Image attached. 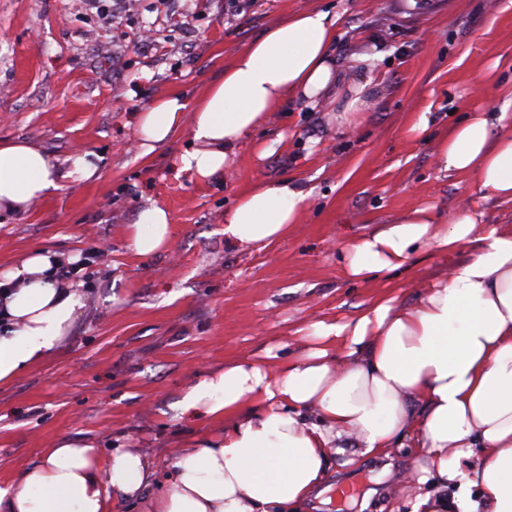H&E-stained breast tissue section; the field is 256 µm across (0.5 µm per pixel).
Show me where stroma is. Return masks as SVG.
I'll use <instances>...</instances> for the list:
<instances>
[{
    "mask_svg": "<svg viewBox=\"0 0 512 512\" xmlns=\"http://www.w3.org/2000/svg\"><path fill=\"white\" fill-rule=\"evenodd\" d=\"M310 8L336 20L346 83L376 85L353 124L341 123V102H290L205 183L177 171L188 132L142 155L137 110L170 93L195 100L235 51ZM511 91L512 0H141L109 19L88 0H0V142L27 140L61 161L90 152L98 166L0 223V269L35 250L76 255L73 278L93 297L55 354L0 385V489L64 436L104 457L140 449L166 476L177 449L210 428L178 417L199 376L268 352L291 359L304 323L350 319L381 296L415 302L446 258L421 252L350 280L343 247L414 207L512 225V202L482 200L474 177L432 160L455 118L499 108ZM423 112L428 131L412 132ZM259 180L299 184L308 206L287 237L244 249L225 238L224 213ZM150 201L168 210L172 241L138 257L126 227ZM351 452L331 454L328 492L301 512H413L432 488L405 479L419 449Z\"/></svg>",
    "mask_w": 512,
    "mask_h": 512,
    "instance_id": "obj_1",
    "label": "stroma"
}]
</instances>
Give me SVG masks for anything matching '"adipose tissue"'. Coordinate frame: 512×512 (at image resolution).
Wrapping results in <instances>:
<instances>
[{
  "label": "adipose tissue",
  "mask_w": 512,
  "mask_h": 512,
  "mask_svg": "<svg viewBox=\"0 0 512 512\" xmlns=\"http://www.w3.org/2000/svg\"><path fill=\"white\" fill-rule=\"evenodd\" d=\"M335 39V19L318 8L271 25L194 101L167 94L136 113L143 154L188 130L193 147L179 169L205 182L289 101L342 96L344 112L366 109L373 87L343 88L331 61ZM433 163L474 177L485 200L512 202L505 114L467 113L440 136ZM96 172L85 153L63 166L32 142H0V218ZM308 197L289 181L254 183L225 212L224 234L264 249L287 236ZM127 233L136 255H154L169 244L170 216L148 203ZM465 247L471 255L432 277L415 302L387 297L346 321L308 323L294 360L231 361L193 383L180 417L206 418L216 430L178 450L165 489L155 490L142 452L118 449L102 459L90 443L63 437L0 489V512H112L116 499L137 502L140 512H293L322 481L338 443L364 456L411 436L439 487L477 489L466 512H512V226L482 223L466 208L443 226L432 209L413 208L348 242L343 271L364 279L426 249L446 256ZM67 263L38 251L0 272V383L56 352L81 317L89 295L61 277Z\"/></svg>",
  "instance_id": "1"
}]
</instances>
